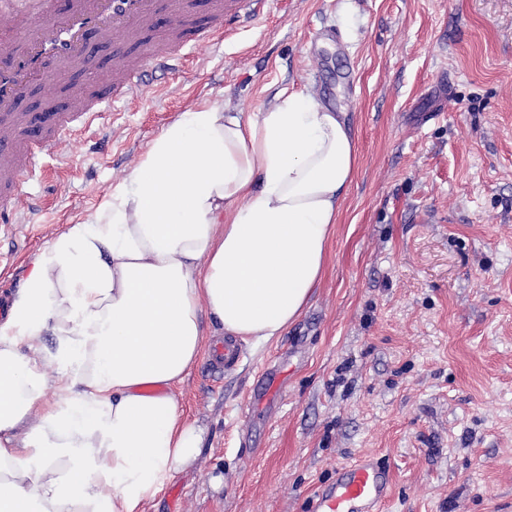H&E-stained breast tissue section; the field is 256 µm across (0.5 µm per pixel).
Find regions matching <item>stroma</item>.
Returning a JSON list of instances; mask_svg holds the SVG:
<instances>
[{"label":"stroma","instance_id":"35a3bbf8","mask_svg":"<svg viewBox=\"0 0 512 512\" xmlns=\"http://www.w3.org/2000/svg\"><path fill=\"white\" fill-rule=\"evenodd\" d=\"M135 104L104 113L22 187L0 239V291L87 220L183 114H250L279 92L347 113L359 168L327 271L277 339L229 371L201 356L181 384L197 463L148 512H307L355 457L393 472L385 512H512V0H282ZM68 71L20 106L73 109ZM284 374L267 405L262 372Z\"/></svg>","mask_w":512,"mask_h":512}]
</instances>
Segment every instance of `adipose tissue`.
Segmentation results:
<instances>
[{
  "mask_svg": "<svg viewBox=\"0 0 512 512\" xmlns=\"http://www.w3.org/2000/svg\"><path fill=\"white\" fill-rule=\"evenodd\" d=\"M358 161L346 113L303 91L169 124L0 317V512H146L203 448L177 384L211 331L297 321Z\"/></svg>",
  "mask_w": 512,
  "mask_h": 512,
  "instance_id": "obj_1",
  "label": "adipose tissue"
}]
</instances>
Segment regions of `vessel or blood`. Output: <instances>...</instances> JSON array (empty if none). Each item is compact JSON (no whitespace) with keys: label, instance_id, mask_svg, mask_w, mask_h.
Wrapping results in <instances>:
<instances>
[{"label":"vessel or blood","instance_id":"1","mask_svg":"<svg viewBox=\"0 0 512 512\" xmlns=\"http://www.w3.org/2000/svg\"><path fill=\"white\" fill-rule=\"evenodd\" d=\"M274 0H203L207 26H199L194 0H39L35 29H22V52L0 64V102L24 99L32 86L56 70L77 68L90 41L101 43L162 25L167 39L139 47L112 71L108 85L69 112L0 113V235L12 228L11 211L24 180L44 158L54 157L62 141L81 138L111 105L141 91L150 68L194 56L205 31H236L260 18ZM391 474L370 454L337 469L335 480L312 494L311 512H382L389 498Z\"/></svg>","mask_w":512,"mask_h":512}]
</instances>
